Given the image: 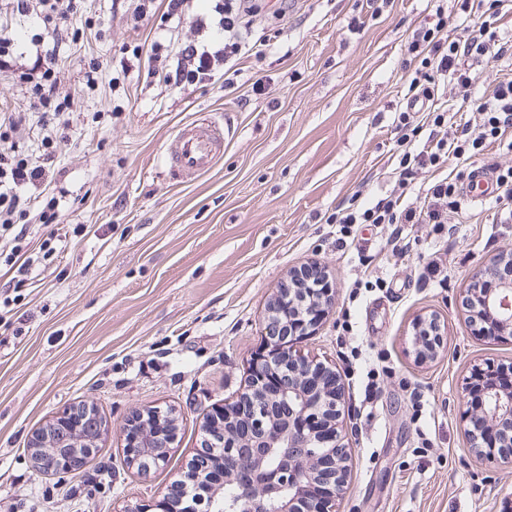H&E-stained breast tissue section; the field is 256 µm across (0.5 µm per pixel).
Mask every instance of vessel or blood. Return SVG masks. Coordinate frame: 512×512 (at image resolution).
Segmentation results:
<instances>
[{
	"label": "vessel or blood",
	"mask_w": 512,
	"mask_h": 512,
	"mask_svg": "<svg viewBox=\"0 0 512 512\" xmlns=\"http://www.w3.org/2000/svg\"><path fill=\"white\" fill-rule=\"evenodd\" d=\"M224 147V126L210 117L182 125L167 146L164 165L168 171L203 174L209 171Z\"/></svg>",
	"instance_id": "1"
}]
</instances>
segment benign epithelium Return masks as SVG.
Instances as JSON below:
<instances>
[{"label": "benign epithelium", "mask_w": 512, "mask_h": 512, "mask_svg": "<svg viewBox=\"0 0 512 512\" xmlns=\"http://www.w3.org/2000/svg\"><path fill=\"white\" fill-rule=\"evenodd\" d=\"M335 301L331 288H281L266 316V336L249 367L247 388L230 405L217 407L204 433L224 448V460L202 484L183 486L184 499L168 489L150 507L123 512H335L347 476V448L340 442L341 376L332 368L297 353L294 345L314 334ZM472 323L492 340L512 341V251L480 266L466 291ZM440 330L432 317L414 328L417 355L432 358L440 343H424L429 328ZM464 416L477 457L490 466H512V390L488 387L480 413L462 396ZM90 404L69 407L35 430L30 439L31 466L65 477L84 463L106 433L94 422ZM123 452L139 470L157 467L177 447L172 414L159 408L134 411L122 428ZM54 454L46 468L43 455ZM226 486L236 490L232 501L217 507Z\"/></svg>", "instance_id": "7a95c632"}]
</instances>
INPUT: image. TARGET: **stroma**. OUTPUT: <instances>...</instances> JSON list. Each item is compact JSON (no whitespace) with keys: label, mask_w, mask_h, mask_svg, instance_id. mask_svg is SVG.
<instances>
[{"label":"stroma","mask_w":512,"mask_h":512,"mask_svg":"<svg viewBox=\"0 0 512 512\" xmlns=\"http://www.w3.org/2000/svg\"><path fill=\"white\" fill-rule=\"evenodd\" d=\"M361 3L292 0L282 15L262 0L249 38L264 53L243 60L228 97L220 76L182 91L148 77L156 37L172 56L197 37L189 22L160 20L162 0L144 18L136 0H80L78 30L54 54L67 139L48 181L27 191L31 207L60 204L59 258L26 289L19 320L0 323V512H124L162 497L200 449L206 414L243 390L277 289L312 262L336 293L300 349L342 378L349 461L337 512H501L512 500V468L475 463L461 407L473 369L512 365V341L476 335L462 304L478 265L512 249V223L493 200L466 202L451 230L405 225L398 255L392 225H361L340 248L327 221L355 192L393 188L402 62L413 30L437 21L436 0H396L376 16ZM27 63L0 68V117L28 115L14 135L22 154L44 134L21 91ZM210 114L226 130L214 167L169 173L177 130ZM436 255L440 284L422 277ZM430 315L443 345L421 362L413 325ZM370 371L380 394L367 404ZM85 401L107 424L89 463L62 482L35 472L31 433ZM150 406L176 415L178 443L142 473L124 459L121 428Z\"/></svg>","instance_id":"stroma-1"}]
</instances>
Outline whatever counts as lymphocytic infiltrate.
I'll return each mask as SVG.
<instances>
[{
  "label": "lymphocytic infiltrate",
  "instance_id": "lymphocytic-infiltrate-1",
  "mask_svg": "<svg viewBox=\"0 0 512 512\" xmlns=\"http://www.w3.org/2000/svg\"><path fill=\"white\" fill-rule=\"evenodd\" d=\"M13 12L26 17L37 27L62 40L76 7L73 0H4ZM505 0H453L452 10L461 22L457 37H442L445 20L435 26L414 31L404 68L410 77L407 104L398 116L402 151L394 170L395 185L383 196L369 202L350 199L347 207L336 210L329 223L339 225L341 236L337 246L355 224H390L394 242L403 239L407 224H430L442 230L451 215L462 209V185L466 169L455 175L438 177L437 172L449 159L462 161L482 155L494 143L512 149V77L496 83L491 89L478 91L477 66L512 56V35L503 29ZM251 0H217L213 19L196 18L199 41L185 45L178 52L172 68H151L150 77L174 89H185L211 80L216 73L224 75L225 95L235 94V78L241 59L261 53L259 44L250 42L246 17ZM28 77L26 92L32 108L40 110L43 127H62L68 105L54 102L59 72L53 63L35 59ZM452 86L455 97L471 102L478 114L476 123L449 126L448 114L454 111L453 99L440 100L439 92ZM13 118L0 120V238L10 239L8 253L0 252V266L8 267L11 278L5 283L6 294L0 299V321L6 320L11 305L17 304L23 288L32 282L36 268L57 259L55 226L61 212L55 201H48L38 214L48 234L38 249H31L27 221V199L22 187L34 185L46 177L45 163L58 141L52 135L42 139L43 153L22 155L9 139L16 128ZM433 179L414 200L406 195L424 174Z\"/></svg>",
  "mask_w": 512,
  "mask_h": 512
}]
</instances>
